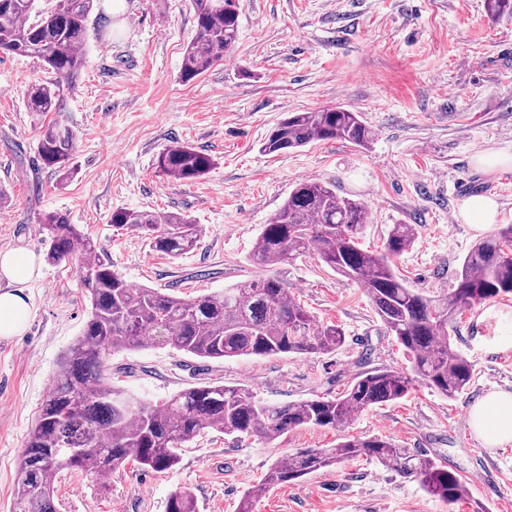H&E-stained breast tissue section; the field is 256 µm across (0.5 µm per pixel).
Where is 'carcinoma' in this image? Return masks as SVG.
<instances>
[{
	"label": "carcinoma",
	"instance_id": "cac0c4a2",
	"mask_svg": "<svg viewBox=\"0 0 512 512\" xmlns=\"http://www.w3.org/2000/svg\"><path fill=\"white\" fill-rule=\"evenodd\" d=\"M96 0H0V53L43 61L71 82L86 63L87 20ZM194 34L183 56L180 78L190 82L224 60L238 38L236 0H193ZM25 106L37 120L63 111L60 83H35ZM37 154L42 166L72 169L75 136L54 124L40 125ZM374 130L361 115L341 107L291 112L262 145L268 154L313 141L342 140L365 148ZM213 159L178 143L156 160L162 174L196 180ZM111 222L148 236L153 251L170 258L194 249L200 225L179 214L119 209ZM47 261L78 262L91 305L81 336L69 350L43 400L23 453L13 498L14 512H56L55 481L63 468L98 475L133 464L163 472L179 463L178 450L206 430L256 436L271 444L299 427L336 428L368 407L405 398L415 385L446 398L469 386L473 365L456 351L448 323L476 303L512 295V224L474 244L455 277L454 288L430 298L408 286L393 259L416 239V225L393 224L383 249L361 246L369 223L366 206L316 180L299 182L257 238L256 261L273 268L313 250L336 273L367 291L376 314L409 358L410 370L374 369L356 376L337 398L314 397L271 405L246 388L219 383L194 386L160 403H144L112 385L107 355L114 348L170 345L205 359L314 355L335 351L344 331L314 324L313 317L275 275L222 293L186 299L153 288H134L98 254L94 242L66 214L47 212ZM365 456L405 479L420 482L431 497L454 504L469 494L465 482L434 459L382 437H345L334 448H303L276 458L264 481L249 491L240 512H254L264 491ZM167 512H197L188 490L171 494Z\"/></svg>",
	"mask_w": 512,
	"mask_h": 512
}]
</instances>
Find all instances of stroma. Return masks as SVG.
Masks as SVG:
<instances>
[{"label":"stroma","mask_w":512,"mask_h":512,"mask_svg":"<svg viewBox=\"0 0 512 512\" xmlns=\"http://www.w3.org/2000/svg\"><path fill=\"white\" fill-rule=\"evenodd\" d=\"M233 51L191 82L179 77L194 33L192 0H126L127 22L113 34L105 0L88 22L87 65L65 90V109L47 122L76 137L68 173L42 168L36 121L24 96L56 76L38 59L0 54V250L24 246L39 274L19 284L31 306L26 332L0 339V512H11L29 434L56 370L80 335L88 303L77 266L45 262L44 212L68 214L135 288L184 298L217 293L265 275L252 249L294 185L314 179L367 205L363 249L380 250L391 225L413 224V247L394 263L411 287L449 292L482 232L450 221L462 201L452 186L472 178L473 193L496 183L497 224H512V168L490 174L473 158L512 152V19L491 17L486 0H238ZM343 107L376 136L365 148L315 141L266 154L261 145L290 112ZM180 142L214 165L194 181L155 168ZM120 208L179 213L201 228L194 251L171 259L136 230L111 224ZM295 300L316 323L340 325L336 351L307 357L202 359L167 345L117 349L112 382L156 403L213 382L247 388L285 405L336 396L367 368L401 370L402 349L386 332L359 284L315 253L278 266ZM485 304L448 325L474 368L470 386L448 399L417 388L408 398L365 409L336 429L300 427L268 444L255 436L207 431L181 449L172 470L126 467L107 479L63 470L57 512H166L188 489L197 512H238L242 495L272 462L299 448H331L347 436H380L447 465L462 479L481 473L464 501L448 505L418 482L358 457L268 491L256 512H512V445L485 447L467 426V408L487 391H512V350L485 342ZM369 362H362V354Z\"/></svg>","instance_id":"1"}]
</instances>
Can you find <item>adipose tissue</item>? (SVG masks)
<instances>
[{
	"mask_svg": "<svg viewBox=\"0 0 512 512\" xmlns=\"http://www.w3.org/2000/svg\"><path fill=\"white\" fill-rule=\"evenodd\" d=\"M30 316V306L20 294L0 292V338L23 334ZM468 426L486 447L512 443V392L494 390L476 400L467 410Z\"/></svg>",
	"mask_w": 512,
	"mask_h": 512,
	"instance_id": "1",
	"label": "adipose tissue"
}]
</instances>
